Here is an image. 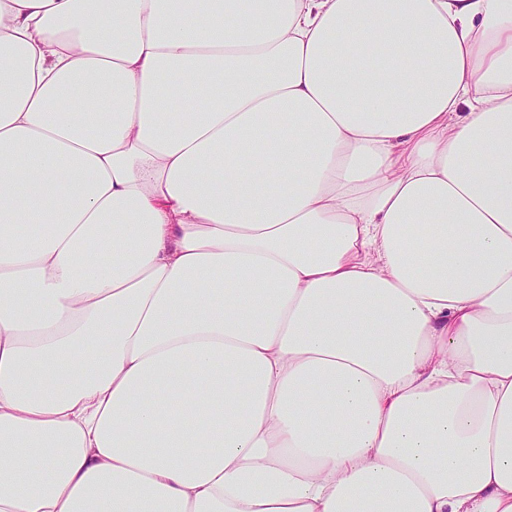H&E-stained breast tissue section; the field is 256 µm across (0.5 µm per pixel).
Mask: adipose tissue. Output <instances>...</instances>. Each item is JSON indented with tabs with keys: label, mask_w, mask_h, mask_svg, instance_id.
<instances>
[{
	"label": "adipose tissue",
	"mask_w": 512,
	"mask_h": 512,
	"mask_svg": "<svg viewBox=\"0 0 512 512\" xmlns=\"http://www.w3.org/2000/svg\"><path fill=\"white\" fill-rule=\"evenodd\" d=\"M0 512H512V0H0Z\"/></svg>",
	"instance_id": "adipose-tissue-1"
}]
</instances>
